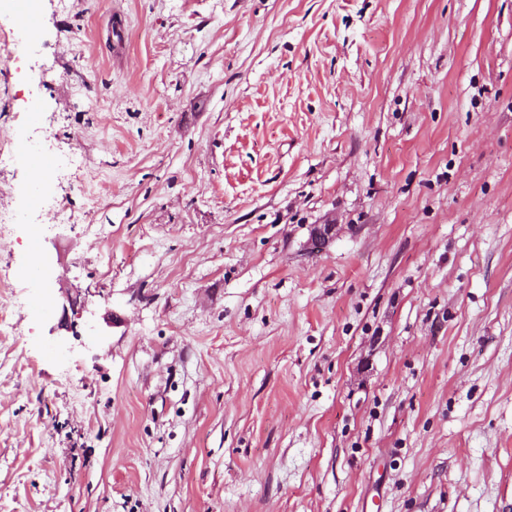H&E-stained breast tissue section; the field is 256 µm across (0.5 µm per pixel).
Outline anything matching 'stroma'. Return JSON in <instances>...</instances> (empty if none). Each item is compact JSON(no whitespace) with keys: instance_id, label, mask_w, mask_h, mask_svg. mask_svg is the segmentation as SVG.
<instances>
[{"instance_id":"35a3bbf8","label":"stroma","mask_w":512,"mask_h":512,"mask_svg":"<svg viewBox=\"0 0 512 512\" xmlns=\"http://www.w3.org/2000/svg\"><path fill=\"white\" fill-rule=\"evenodd\" d=\"M36 29L7 60L0 13V512H512V0Z\"/></svg>"}]
</instances>
